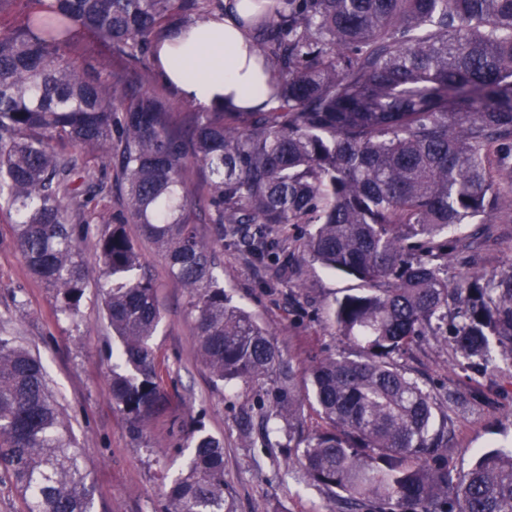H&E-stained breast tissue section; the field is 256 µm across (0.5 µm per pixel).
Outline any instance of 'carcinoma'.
<instances>
[{
  "label": "carcinoma",
  "instance_id": "obj_1",
  "mask_svg": "<svg viewBox=\"0 0 512 512\" xmlns=\"http://www.w3.org/2000/svg\"><path fill=\"white\" fill-rule=\"evenodd\" d=\"M221 0H0V196L17 216L28 271L61 314L80 312L81 244L100 224V305L119 364L110 395L132 432L167 404L153 345L157 288L126 231L137 224L188 293L198 356L216 382L270 381L262 430L283 422L313 485L348 512H512V448L448 468V418L393 365L436 333L465 360L495 343L512 366V265L448 282L460 239L443 234L512 215V0H273L253 19L276 105L175 112L155 92L109 80L76 55L93 38L139 59ZM203 172L205 188L189 181ZM123 193L119 218L88 205ZM211 235L197 229L199 213ZM302 259L362 291L335 299L356 359L329 356L300 392L268 331L216 275L224 236L288 269ZM310 401L324 429L303 436ZM166 512H236L224 443L199 430ZM0 470L25 512H92L93 490L39 357L0 335Z\"/></svg>",
  "mask_w": 512,
  "mask_h": 512
}]
</instances>
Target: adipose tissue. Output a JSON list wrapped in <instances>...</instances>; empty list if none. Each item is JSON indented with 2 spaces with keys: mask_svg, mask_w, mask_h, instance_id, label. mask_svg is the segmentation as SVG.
I'll return each mask as SVG.
<instances>
[{
  "mask_svg": "<svg viewBox=\"0 0 512 512\" xmlns=\"http://www.w3.org/2000/svg\"><path fill=\"white\" fill-rule=\"evenodd\" d=\"M272 0H235L226 12L158 40L153 58L163 80L202 108L258 110L269 101V77L251 52L242 18L260 16Z\"/></svg>",
  "mask_w": 512,
  "mask_h": 512,
  "instance_id": "ef3b65f1",
  "label": "adipose tissue"
}]
</instances>
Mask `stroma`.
<instances>
[{
	"mask_svg": "<svg viewBox=\"0 0 512 512\" xmlns=\"http://www.w3.org/2000/svg\"><path fill=\"white\" fill-rule=\"evenodd\" d=\"M114 75L141 77V90L164 95L175 111H194L156 71L152 58L130 63L113 58ZM127 231L152 274L162 312L154 338L166 411L131 431L110 398L112 330L98 304L103 264L95 236L81 249L87 288L77 318L56 310L53 292L27 270L16 241L15 218L0 202V331L17 336L37 353L50 388L71 420L77 448L94 489V512H165L169 478L192 455L191 425L224 443V481L236 512H342L299 468H287L284 434L264 437L267 384L216 387L197 356V331L188 294L173 281L161 254L138 225ZM224 290L272 334L284 359L298 374L329 355L356 357L330 319L336 298L361 291L359 280L306 264L279 279L275 267L254 261L236 241L220 249ZM512 263V219L497 216L477 252L460 254L448 268L456 278L469 271L487 274ZM405 375L430 394L438 414L447 416L452 438L449 467L466 472L479 451L512 443V377L501 371L499 352L469 362L456 357L439 336L423 338L396 358Z\"/></svg>",
	"mask_w": 512,
	"mask_h": 512,
	"instance_id": "35a3bbf8",
	"label": "stroma"
}]
</instances>
